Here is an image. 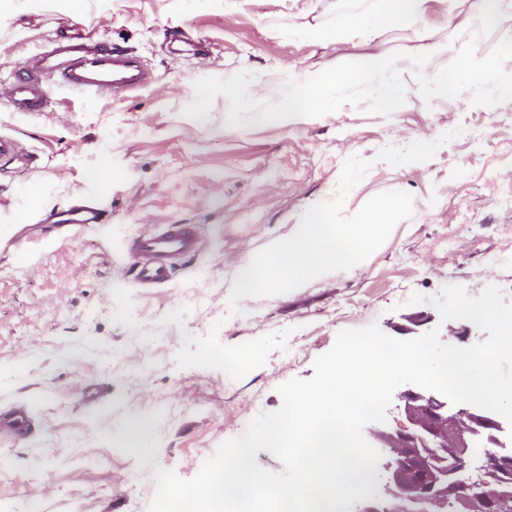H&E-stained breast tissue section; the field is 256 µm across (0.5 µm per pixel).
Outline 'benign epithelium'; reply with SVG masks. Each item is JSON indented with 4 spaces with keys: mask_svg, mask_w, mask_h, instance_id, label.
Masks as SVG:
<instances>
[{
    "mask_svg": "<svg viewBox=\"0 0 512 512\" xmlns=\"http://www.w3.org/2000/svg\"><path fill=\"white\" fill-rule=\"evenodd\" d=\"M397 399L410 426L395 432L370 430V443L385 450L393 495L418 507L416 512H499L504 490L512 485L508 424L498 414L453 404L438 392L407 387ZM485 453L477 467L470 449ZM497 480L490 482L484 475Z\"/></svg>",
    "mask_w": 512,
    "mask_h": 512,
    "instance_id": "obj_1",
    "label": "benign epithelium"
}]
</instances>
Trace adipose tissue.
<instances>
[{"instance_id": "ef3b65f1", "label": "adipose tissue", "mask_w": 512, "mask_h": 512, "mask_svg": "<svg viewBox=\"0 0 512 512\" xmlns=\"http://www.w3.org/2000/svg\"><path fill=\"white\" fill-rule=\"evenodd\" d=\"M426 0H378L377 8L356 17H344L336 24V35L354 30L366 47L365 53L320 69L289 86L277 106L258 112L263 122L284 125L299 122L317 111L337 107L333 92L343 86L358 85L385 73L408 71L422 78L427 91L450 94L465 100H476L482 83L493 80L501 95L512 96V77L494 79L489 65L477 60L462 61L454 71L440 69L438 61L447 56L452 45L448 41L424 37L421 45L394 56L381 48L382 34L398 26L418 23ZM512 13V0H457L454 13L448 17L450 27H464L472 17L493 24Z\"/></svg>"}]
</instances>
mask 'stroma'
<instances>
[{"instance_id": "35a3bbf8", "label": "stroma", "mask_w": 512, "mask_h": 512, "mask_svg": "<svg viewBox=\"0 0 512 512\" xmlns=\"http://www.w3.org/2000/svg\"><path fill=\"white\" fill-rule=\"evenodd\" d=\"M372 0H10L0 12V135L38 155L0 174V225L28 227L0 251V417L24 409L26 433L0 428V506L6 512H147L155 467L193 478L258 414L278 410L280 384L307 379L339 331L378 326L403 339L406 318L439 317L412 294L487 286L512 301V97L487 82L491 108L449 95L423 97L405 78L399 111H380L378 86L345 90L338 109L306 121L258 123L237 109L256 84L272 108L289 83L364 52L329 37L340 13ZM450 0H428L420 28L448 39L451 68L465 53L512 69V16L494 28L448 26ZM139 55L151 83L85 98L49 87L42 112L9 108L17 70L62 33ZM459 127L425 163L377 161L383 146L433 141ZM371 163L348 195L345 162ZM107 167L111 186L96 173ZM405 191L399 222L362 266L298 290L241 300L230 311L236 266L255 257L321 202L356 213L372 196ZM95 200L104 221L68 242L36 221ZM163 224H193L200 248L170 278L140 286L130 241ZM253 348L247 369L226 352ZM145 418L142 447L127 444Z\"/></svg>"}]
</instances>
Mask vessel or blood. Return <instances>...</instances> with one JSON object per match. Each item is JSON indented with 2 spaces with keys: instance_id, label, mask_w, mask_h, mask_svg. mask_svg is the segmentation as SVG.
I'll list each match as a JSON object with an SVG mask.
<instances>
[{
  "instance_id": "b4317fda",
  "label": "vessel or blood",
  "mask_w": 512,
  "mask_h": 512,
  "mask_svg": "<svg viewBox=\"0 0 512 512\" xmlns=\"http://www.w3.org/2000/svg\"><path fill=\"white\" fill-rule=\"evenodd\" d=\"M150 81V72L137 56L93 45L89 36L76 34L57 41L52 49L40 55L36 67L17 75L6 99L18 111L39 112L48 101L46 88L50 85L99 97L135 91ZM101 221L100 209L87 200L58 213L55 230L58 236L66 238ZM197 250L198 234L191 224H166L156 232L134 238L131 253L138 282L154 284L165 280L175 260L191 256Z\"/></svg>"
}]
</instances>
